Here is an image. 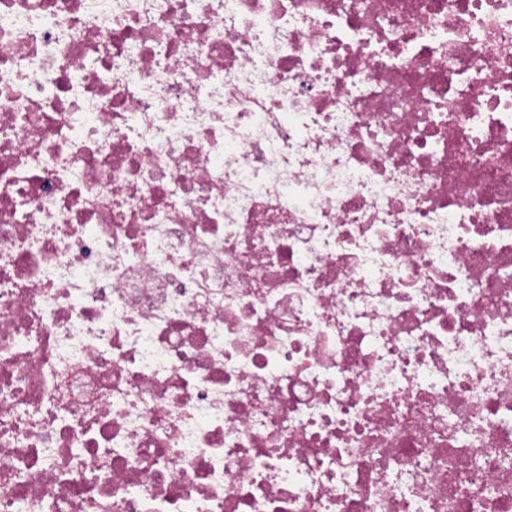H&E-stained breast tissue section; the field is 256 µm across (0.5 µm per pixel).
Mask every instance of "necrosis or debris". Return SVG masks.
<instances>
[{
    "label": "necrosis or debris",
    "mask_w": 512,
    "mask_h": 512,
    "mask_svg": "<svg viewBox=\"0 0 512 512\" xmlns=\"http://www.w3.org/2000/svg\"><path fill=\"white\" fill-rule=\"evenodd\" d=\"M0 512H512V0H0Z\"/></svg>",
    "instance_id": "1"
}]
</instances>
